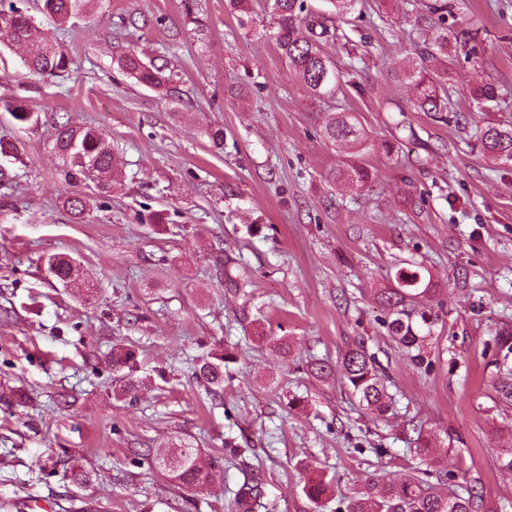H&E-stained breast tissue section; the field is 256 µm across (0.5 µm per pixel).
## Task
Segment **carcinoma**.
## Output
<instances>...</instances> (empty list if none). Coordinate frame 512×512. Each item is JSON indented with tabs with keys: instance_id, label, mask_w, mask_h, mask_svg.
<instances>
[{
	"instance_id": "carcinoma-1",
	"label": "carcinoma",
	"mask_w": 512,
	"mask_h": 512,
	"mask_svg": "<svg viewBox=\"0 0 512 512\" xmlns=\"http://www.w3.org/2000/svg\"><path fill=\"white\" fill-rule=\"evenodd\" d=\"M102 0H42V11L57 26L89 14ZM359 0H331L334 7L329 13L312 12L306 8L305 0H266L268 10L274 17L270 38L298 74L308 94L314 98L332 97L336 93L338 74L328 54L329 43L344 38L336 25V18L351 13ZM448 0H432L427 13L418 16L422 26L436 28L431 41L417 52L418 61L407 66L401 79L412 88L414 107L433 119L446 121L448 107V83L452 80V54L467 47V40L459 32L448 27ZM30 43L32 49L26 60L28 71L40 77H55L69 71L72 60L64 48L51 41L33 40L31 17L14 3L0 6V44ZM122 70L144 86L161 88L167 86L171 76L164 75L162 68L144 63L135 52L120 56ZM498 88L483 84L474 88L473 103L469 112H485L498 105ZM5 109L18 122L35 124L38 112L18 104H5ZM325 137L333 144L354 151L371 147L388 154L391 145L387 142L367 144L368 137L356 113L349 110L330 113L324 125ZM485 156L504 162L512 161V125L487 126L479 136ZM54 149L61 159L62 176L66 183L80 185L94 180L97 188L110 193L119 185L114 173L117 162L112 144L92 127H74L69 122L55 125ZM337 180L359 190L366 187L369 171L362 165H352L338 173ZM48 270L65 288H75L86 294L94 292V284L81 278L71 258L54 254L47 259ZM216 273L224 282L241 288L238 276L233 274L232 259L219 254L212 257ZM431 289L423 286L421 276L401 272L397 275V287L385 288L379 293V302L388 310L389 321L385 322L391 337L406 349L411 360L418 365L426 361L423 347L425 337L419 335L413 316L423 323L429 319L425 312L418 314L410 309L412 299L427 295ZM495 349L503 354V360H494L490 365L496 369L497 392L505 399L512 398V365L508 364L512 353V329H503L494 340ZM136 353L124 344L112 346V367L118 370L133 368ZM233 359L229 353L209 352L200 359L197 371L208 384L221 389L224 386V363ZM340 371L345 385L359 403L370 413L383 417L392 407V395L388 393L389 376L364 345L348 350L340 360ZM413 454L425 469H417L419 475L400 483H391L374 494L365 492L357 497H346L341 501L339 512H476L478 504L471 490L466 495H448L447 492L428 484L425 477L431 468L442 463L438 450L424 439L416 443ZM157 463L168 469L175 484L184 488L204 491L212 478L215 465L202 458L196 448L172 445L157 450ZM331 489V482L319 478L303 488L305 497L319 504Z\"/></svg>"
}]
</instances>
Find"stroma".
Here are the masks:
<instances>
[{
  "label": "stroma",
  "mask_w": 512,
  "mask_h": 512,
  "mask_svg": "<svg viewBox=\"0 0 512 512\" xmlns=\"http://www.w3.org/2000/svg\"><path fill=\"white\" fill-rule=\"evenodd\" d=\"M448 2L475 48L452 62L453 109H468L478 83L501 94L467 124L411 109L398 74L429 34L407 0H361L338 18L346 38L327 51L340 83L324 100L268 38L261 0L243 26L225 0H103L63 28L41 0H15L73 65L38 79L26 47L0 45V98L40 113L29 126L0 109V138L21 147L0 197V383L26 395L0 405V512L34 500L52 512H238L246 483L260 488L252 512H337L341 497L414 476L421 433L448 451L449 491L473 489L478 512H512L500 454L512 446V401L490 366L496 332L512 327V162L487 159L475 135L512 123V0ZM128 50L167 67L173 92L121 71ZM344 109L370 140L395 144L359 159L372 173L361 190L337 182L356 159L323 135L327 114ZM62 121L111 142L121 183L111 195L65 183L52 150ZM217 126L220 149L207 136ZM72 194L87 201L78 222L62 207ZM55 253L96 283L94 297L49 274ZM220 253L248 287L217 277ZM401 267L432 288L420 302L431 319L424 367L391 339L376 298ZM117 343L137 360L123 399ZM359 344L389 374L382 420L340 376L308 370ZM214 349L235 359L210 395L194 365ZM174 442L215 459L208 491L188 494L155 465ZM75 464L89 486L68 479ZM319 476L333 485L315 506L302 487Z\"/></svg>",
  "instance_id": "1"
}]
</instances>
